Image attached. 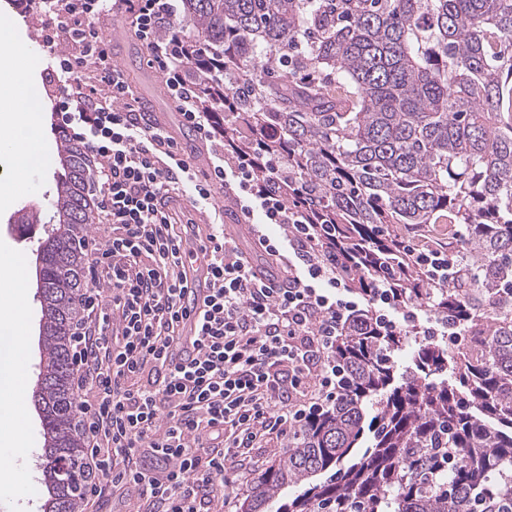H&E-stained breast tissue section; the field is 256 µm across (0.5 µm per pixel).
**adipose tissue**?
I'll return each mask as SVG.
<instances>
[{"label":"adipose tissue","mask_w":512,"mask_h":512,"mask_svg":"<svg viewBox=\"0 0 512 512\" xmlns=\"http://www.w3.org/2000/svg\"><path fill=\"white\" fill-rule=\"evenodd\" d=\"M15 19L0 14V83L8 93L0 101V143L7 145L16 176L41 160L42 113L33 101L23 64L27 43L15 36ZM24 267L0 276V300L10 306L0 316V498H36L37 486L23 469L26 427L25 355L27 327L22 314Z\"/></svg>","instance_id":"1"}]
</instances>
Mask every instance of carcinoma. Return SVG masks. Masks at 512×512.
I'll return each mask as SVG.
<instances>
[{"label":"carcinoma","mask_w":512,"mask_h":512,"mask_svg":"<svg viewBox=\"0 0 512 512\" xmlns=\"http://www.w3.org/2000/svg\"><path fill=\"white\" fill-rule=\"evenodd\" d=\"M187 72L224 148L281 161L285 198L335 230L358 287L387 279L464 333L388 335L371 316L336 340V400L288 432L242 512H512V0H181ZM206 47V55L198 50ZM41 226V512H83L92 477L71 392L95 160L59 138ZM465 227L461 239L455 230ZM448 252L429 282L396 242Z\"/></svg>","instance_id":"carcinoma-1"}]
</instances>
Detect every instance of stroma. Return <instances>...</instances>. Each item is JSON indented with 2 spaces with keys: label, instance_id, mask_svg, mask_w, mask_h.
<instances>
[{
  "label": "stroma",
  "instance_id": "obj_1",
  "mask_svg": "<svg viewBox=\"0 0 512 512\" xmlns=\"http://www.w3.org/2000/svg\"><path fill=\"white\" fill-rule=\"evenodd\" d=\"M15 12L18 20L17 34L26 39L31 47L28 77L34 86L51 91L52 86L45 72L49 50L40 39L41 32L34 15L14 11L11 0H0V10ZM104 34L111 37L112 58L123 66L122 73L134 89L142 105L164 113L162 127L173 137L181 149V155L191 170L204 174L208 170V149L197 132L187 125L174 105L162 74L147 63L143 42L124 17L107 16L100 21ZM53 99L47 97L43 105L42 136L45 142L44 158L40 166L31 169L21 185H14V174L7 152L0 151V189H7L12 201L0 206V270L17 261H24L26 268L35 265L34 256L38 241L23 236L14 223L18 210L24 207H45L56 193V184L61 169L56 162L57 145L54 137L51 108ZM213 208L220 213L226 230L236 240L239 248L247 253L253 266L262 274L277 277L281 274L276 265L260 248L251 235L239 229L240 218L232 204L225 202L223 190H216L212 200ZM171 213L183 238L186 252H199L210 232L202 224L200 214L194 208L189 187H181L170 204Z\"/></svg>",
  "mask_w": 512,
  "mask_h": 512
}]
</instances>
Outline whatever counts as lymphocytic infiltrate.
Here are the masks:
<instances>
[{
    "label": "lymphocytic infiltrate",
    "instance_id": "obj_1",
    "mask_svg": "<svg viewBox=\"0 0 512 512\" xmlns=\"http://www.w3.org/2000/svg\"><path fill=\"white\" fill-rule=\"evenodd\" d=\"M33 7L51 50L55 116L97 162L105 220L88 253L91 285L72 337L84 464L99 477L91 493L130 501L135 512H215L254 449L335 397L332 351L360 306L395 333L419 315L384 284L353 289L336 253L320 247L319 227L284 199L274 180L280 160L267 161L271 178L262 181L248 154L225 150L219 117L197 110L185 78L191 61L175 30L177 0H33ZM111 14L126 17L185 122L210 143L204 179L143 114L114 65L99 26ZM61 36L72 46L59 53ZM184 181L193 182L199 206L223 187L284 280L256 272L217 229L203 263L187 264L167 209ZM196 270L208 294L191 308L182 300ZM189 322L187 356L179 333Z\"/></svg>",
    "mask_w": 512,
    "mask_h": 512
}]
</instances>
